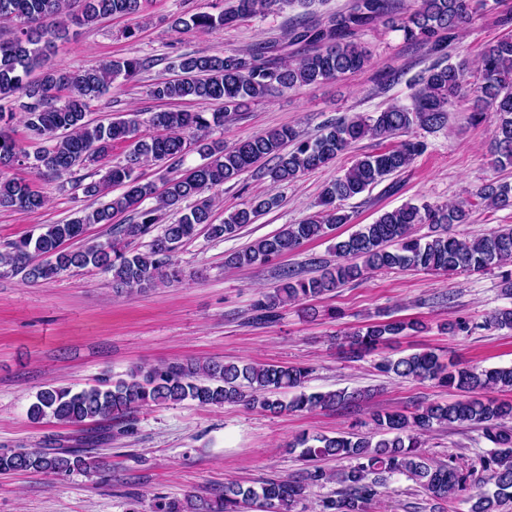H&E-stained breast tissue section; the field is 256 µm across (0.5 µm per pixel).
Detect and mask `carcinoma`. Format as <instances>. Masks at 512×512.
<instances>
[{
  "instance_id": "obj_1",
  "label": "carcinoma",
  "mask_w": 512,
  "mask_h": 512,
  "mask_svg": "<svg viewBox=\"0 0 512 512\" xmlns=\"http://www.w3.org/2000/svg\"><path fill=\"white\" fill-rule=\"evenodd\" d=\"M72 2L0 0V22L14 28L12 36L0 39V100L16 93L26 98L20 113L0 112V209L36 212L45 207L47 199L39 190L8 176L9 170L29 159L35 173L55 178L72 175L76 168L108 167L101 180L76 182L88 198L105 196L110 185L126 190L64 224H43L37 236L7 244L0 250L1 274H21L28 282L37 283L91 265L112 273L114 283L129 290L165 286L179 280L174 254L199 227L214 240L233 238L278 202L274 196L255 198L216 224L212 219L213 198L204 196L205 192L237 180L264 160L274 162L267 175L278 184L327 165L365 138H401L387 150L356 157L343 175L324 187L321 210L310 218L287 224L277 234L225 257V265L233 268L266 263L349 223L351 216L343 209V202L406 169L426 149L424 142L406 135L416 127L426 131L442 128L450 108L462 100H473L475 122L489 114L495 116L490 153L495 167H512V35L482 49L477 81L469 80L470 70L464 61H435L413 79L410 103L395 104L373 115L331 121L315 137L281 128L241 141L231 149L225 148L223 141L209 138L252 101L282 89L331 83L369 66L370 55L357 37L384 18L393 30L402 33L405 42L439 57L467 29L473 14L493 9L498 0H420L413 10L404 9L396 0H351L345 10L325 18L308 11L316 0H237L233 9L217 15L198 12L187 19L176 16L171 29L188 33L232 27L245 15L279 12L287 6L307 9L303 20L288 28L287 46L299 47L294 55L285 56L278 45L261 42L222 55L181 56V76L158 80L151 96L157 100L216 102L221 108L214 112H155L149 122L162 134L149 141L137 138L136 118L106 124L88 119L91 101L120 78L134 80L149 66L148 61L126 57L84 70L45 67L56 41L68 39L72 29L114 15L140 19L144 0H80L76 11L71 10ZM16 118L47 143L32 157L13 136L11 122ZM188 133L202 163L173 175L164 191L154 195L151 185L140 183L137 170L150 164L177 167L188 148ZM289 142L294 147L285 153L283 148ZM123 143L128 144L129 151L114 165L112 149ZM472 196L488 209L512 208V183L492 180ZM151 197L155 205L142 207ZM189 200L192 205L185 213L182 204ZM472 206L469 200L448 205L406 202L382 213L373 223L363 224L336 241V263L323 266L320 274L300 278L285 273L280 287L254 304L255 319L271 323L281 305L329 295L372 271L416 268L472 273L512 266V225L471 239L451 232L453 225L469 223ZM122 213L131 214L130 223L118 225L114 238L78 250L64 248L66 243L82 239L87 225L110 224ZM173 215L177 219L168 221ZM417 224L432 225V234L415 235ZM146 236L150 237L146 251L128 248L129 242ZM486 325L512 331V307L495 312ZM424 329L417 321H374L346 333V340L353 352L367 354L407 330ZM376 367L398 378L431 380L468 394L512 390V366H460L442 361L432 351L396 360L384 358ZM309 375L310 369L303 366L188 359L139 368L131 371L127 380L78 392L46 385L36 394L28 416L34 422L49 417L74 425L99 420L122 423L150 403L187 399L201 406L238 403L270 414L317 408L351 411L364 400L359 391L307 394L301 388ZM290 390L299 394L287 400L284 394ZM373 421L381 433L377 440L353 432L295 438L288 444L289 451L298 452L305 464L295 478L270 475L255 485L227 481L224 490L212 498L189 495L183 500L161 502L157 512H297L312 488L332 483L339 488L319 500L318 512H368L382 495L387 478L394 475L411 479L435 499L469 502V512H512V403L468 397L419 405L410 412L377 411ZM455 423L479 426L492 448L466 462L452 457L446 463L431 462L421 451L423 436L437 426ZM327 459H345L348 465L328 471L320 465ZM105 466L104 461L78 448H21L0 453V473L33 471L62 476L79 471L92 476Z\"/></svg>"
}]
</instances>
